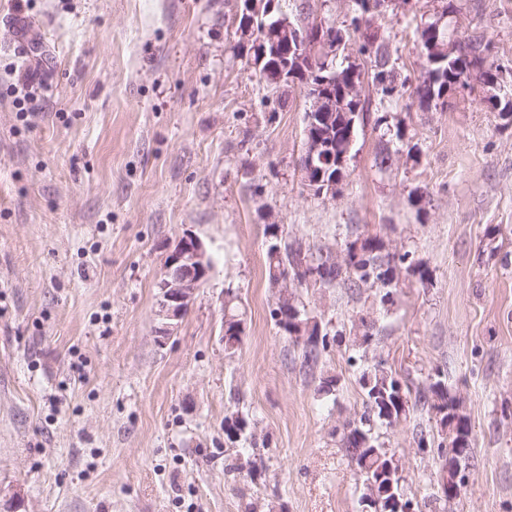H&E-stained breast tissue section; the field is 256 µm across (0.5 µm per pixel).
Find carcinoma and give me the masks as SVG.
<instances>
[{"label": "carcinoma", "mask_w": 512, "mask_h": 512, "mask_svg": "<svg viewBox=\"0 0 512 512\" xmlns=\"http://www.w3.org/2000/svg\"><path fill=\"white\" fill-rule=\"evenodd\" d=\"M378 0H348V6L353 12L350 26L352 30H344L345 38H336V47L319 49L316 69L320 76L327 72L325 67L342 69L347 57V42L351 41V34L358 35L360 41L359 52L368 55L371 59V84L374 89L387 97L394 96L398 84H406L400 79V74L392 59L389 44L379 34L375 26L376 17L381 15L377 11ZM443 6V15L434 18L428 17L416 28L417 46L421 55H426V45L437 38L445 44L458 46L457 52L442 59L437 64L425 62L428 70L424 72L421 82L416 86L415 93L423 102L439 101L448 97V93L455 91L456 85L465 72L472 67L490 61L488 51L490 40L486 32L480 27L474 29L462 40L453 37L450 25L455 15L460 13L458 0H440ZM278 12L267 13V8L252 17L251 33L247 37H240V41L249 46L251 61L256 63L263 54V50L272 47V41L277 36L275 24ZM258 81L267 86H280V71L274 67L261 65L254 69ZM356 103L347 99L343 104L336 106V111L325 113V119L336 130V138L332 146L326 149L329 156L334 157L336 175L348 177V164L352 155L345 152L344 143L348 131L358 133L359 128L365 124L367 113L364 110H355ZM404 133L401 124H396L395 137L382 139V146L376 154V165L380 168L392 164L393 156L406 153V157L414 162L419 161L420 151L417 145L403 142ZM267 248L266 256L270 279L274 284L282 280H291L300 285L313 284L321 288H333L344 285L348 288H376L379 290L380 304L389 310L395 304L399 293V283L393 274V269L401 267L408 272L420 270V264L414 262L412 254L408 251L401 254H385L374 240L366 239L357 244L355 242L346 246V257L339 259L331 248L318 249V255L303 251L299 243H289L280 235L277 224H269L266 228ZM272 318L295 341H303V353L306 363L315 367L320 357L330 343H347V349L352 355L348 362H357L356 354L363 346L370 344L374 334V321L360 315L353 321L349 335L338 331L331 336L321 333L319 324L307 313L302 312L293 323H285L281 317V308L271 311ZM243 326L241 320L230 315L224 319V350L233 352L237 350L242 341ZM357 384L362 394V411L354 419L343 426L339 442L345 449L346 457L353 466L354 474L359 476L362 484L377 487L378 501L371 512H387L390 499L398 496L404 497L399 486V478L389 471V461L393 456L384 442L380 441L379 429L390 427L401 415L406 412L409 386L398 375L386 367V362L380 359L370 366L362 369ZM420 398L430 404V408L438 415L440 423L447 429H454L458 422L467 421L460 413L461 405L455 403V396L448 391L445 384L437 380L425 387Z\"/></svg>", "instance_id": "carcinoma-1"}]
</instances>
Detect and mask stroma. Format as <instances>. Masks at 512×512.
<instances>
[{
  "label": "stroma",
  "instance_id": "stroma-1",
  "mask_svg": "<svg viewBox=\"0 0 512 512\" xmlns=\"http://www.w3.org/2000/svg\"><path fill=\"white\" fill-rule=\"evenodd\" d=\"M242 0H0V492L19 512H361L337 427L362 408L345 347L318 368L271 317L265 227L306 247L376 239L411 252L398 302L296 286L321 331L377 322L367 359L407 379L384 432L424 512H512V122L464 90L424 106L365 89L367 120L333 199L300 168L305 98L258 83ZM424 0L379 17L401 75L419 79ZM486 30L512 68V0H466L456 38ZM34 75L27 119L11 67ZM421 149L386 169L378 116ZM420 190V206L408 195ZM211 268L158 342V287L186 235ZM244 324L235 354L225 313ZM336 375L333 393L320 378ZM442 379L471 431L468 482L429 501L444 429L417 392ZM245 420L244 431L235 423ZM256 469H239L240 451Z\"/></svg>",
  "mask_w": 512,
  "mask_h": 512
}]
</instances>
